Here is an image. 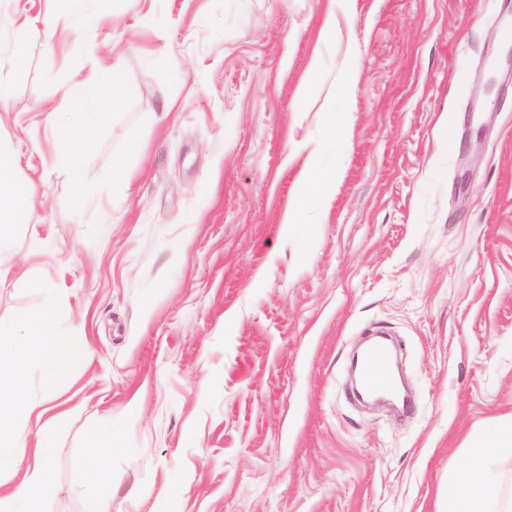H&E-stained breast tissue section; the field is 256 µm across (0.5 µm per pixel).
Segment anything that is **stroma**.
Wrapping results in <instances>:
<instances>
[{
	"label": "stroma",
	"mask_w": 512,
	"mask_h": 512,
	"mask_svg": "<svg viewBox=\"0 0 512 512\" xmlns=\"http://www.w3.org/2000/svg\"><path fill=\"white\" fill-rule=\"evenodd\" d=\"M88 3L78 29L63 0H0V163L35 190L0 316L48 282L92 349L64 390L29 373L26 427L60 447L43 512H448L470 437L512 414V0ZM112 65L80 189L67 91ZM314 170L332 183L302 200ZM382 333L402 416L351 397ZM133 401L111 481L80 493L87 438ZM99 84L106 92L100 103L104 108H112L122 98L124 93V80L121 71L112 66V69L105 70L99 76Z\"/></svg>",
	"instance_id": "stroma-1"
}]
</instances>
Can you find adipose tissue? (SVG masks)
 Instances as JSON below:
<instances>
[{"label":"adipose tissue","instance_id":"ef3b65f1","mask_svg":"<svg viewBox=\"0 0 512 512\" xmlns=\"http://www.w3.org/2000/svg\"><path fill=\"white\" fill-rule=\"evenodd\" d=\"M100 118L95 112L61 131L66 146L63 161L77 182L86 180L79 159L95 144ZM32 211L29 186L13 180L0 166V233L28 223ZM41 291L43 305L37 314L24 321L0 317V475L15 471L25 452L33 454V464L22 481L0 493V512H41L53 486L52 461L58 453L54 432L45 426L30 439L19 428L20 411L32 412L38 407L27 394L30 368L43 369L47 389H60L91 356L85 338L69 334L56 320L60 305L57 290L45 284ZM125 428L124 418H111L89 436L80 461L86 486L109 478L108 454L113 440ZM511 447L512 428L506 430L499 425L472 440L469 463L456 470L448 483L454 512H512V489H506L490 468L491 460Z\"/></svg>","mask_w":512,"mask_h":512}]
</instances>
